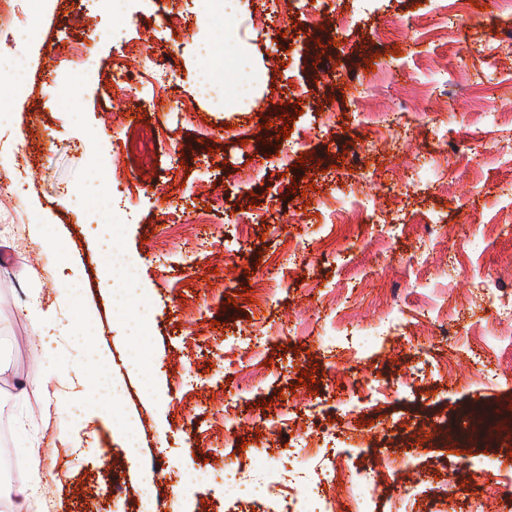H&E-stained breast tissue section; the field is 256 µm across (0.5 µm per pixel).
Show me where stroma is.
I'll return each mask as SVG.
<instances>
[{
  "mask_svg": "<svg viewBox=\"0 0 512 512\" xmlns=\"http://www.w3.org/2000/svg\"><path fill=\"white\" fill-rule=\"evenodd\" d=\"M335 24L301 37L278 32L270 0H237L223 14L219 0H58L34 24H22L24 50L14 57L26 96L0 88V188L15 189V207H0V323L15 342L0 344V415H6L11 454L22 466L7 484L29 479L40 459L41 487L34 512H112L105 487L136 489L164 473L160 496H170L180 473L203 469L210 477L184 490L182 512H246L261 469L245 448L224 443V424L236 438L256 443L259 420L278 424L277 447L309 442L312 425L338 420L340 431L323 445L372 464L390 456L384 438L397 426H439L435 439L408 444L420 467L439 483H459L444 512H487L488 491H500L501 512H512V335L495 333L493 311L481 299L490 266L495 286L512 296V231L495 226L512 217V14L495 0H478L439 15L435 0H327ZM172 11L181 27L160 19ZM496 30L486 39L482 26ZM147 43L155 59H171L176 93L191 102L183 113L151 110L140 81L116 91L112 73L125 64L129 45ZM90 49L103 76L88 82L81 65ZM246 56L245 70L225 69L223 85L250 81L247 104L197 93L204 49ZM501 58L489 94L473 90L487 80L483 61ZM334 66L323 80L318 66ZM370 89L357 96L355 79ZM299 85L297 96L287 84ZM443 109L426 111L429 96ZM127 110L123 130L110 112ZM404 111L401 135L433 129L429 157L406 167L402 157L371 144L386 115ZM366 112L376 125H361ZM498 113L497 122L487 119ZM270 128H261L262 119ZM293 136L280 139L283 126ZM154 128L147 169L163 191L113 193L107 177L120 139ZM27 156L30 173L14 170ZM384 180L395 193L376 198ZM224 187L223 208L205 225L195 222L201 190ZM259 205H252V198ZM374 200L390 217H407L410 232L392 238L380 224H332L331 211ZM51 214L46 232L55 247L33 238L35 210ZM252 219L240 221L242 210ZM119 212L116 247L136 263L147 301L146 335L131 340L129 312L112 306L105 276L109 255L100 224ZM302 241L285 253L289 237ZM224 270V284L209 286V270ZM75 278V304L90 321L86 335H45L28 319L33 303L53 308L62 276ZM264 287L266 302L238 298L242 288ZM404 317L403 334L373 343L358 368L379 394L349 414L353 400L338 387L329 347L348 333L367 334ZM446 333L439 350L469 365L471 377L449 386L448 371L419 356L428 338ZM264 362L247 374L246 344ZM105 374L122 386L119 403L89 397L75 411L59 381L63 371ZM314 380L299 386L300 373ZM193 378L194 388L178 387ZM489 416L493 433L479 423ZM132 428L141 453L129 459L113 421ZM87 452L75 456L76 442ZM464 452V476L439 469L442 458ZM252 468L253 478L225 490L212 478L223 466Z\"/></svg>",
  "mask_w": 512,
  "mask_h": 512,
  "instance_id": "obj_1",
  "label": "stroma"
}]
</instances>
